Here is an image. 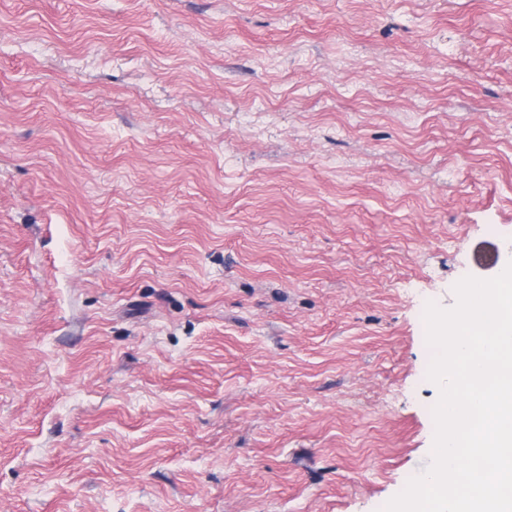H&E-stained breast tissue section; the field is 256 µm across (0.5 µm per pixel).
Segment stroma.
<instances>
[{
	"mask_svg": "<svg viewBox=\"0 0 512 512\" xmlns=\"http://www.w3.org/2000/svg\"><path fill=\"white\" fill-rule=\"evenodd\" d=\"M511 239L512 0H0V512H383Z\"/></svg>",
	"mask_w": 512,
	"mask_h": 512,
	"instance_id": "stroma-1",
	"label": "stroma"
}]
</instances>
